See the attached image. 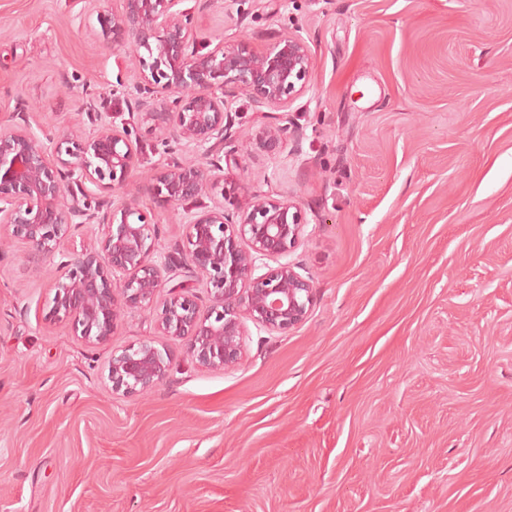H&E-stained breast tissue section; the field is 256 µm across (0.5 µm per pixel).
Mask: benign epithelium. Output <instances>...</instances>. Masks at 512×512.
Instances as JSON below:
<instances>
[{
    "label": "benign epithelium",
    "mask_w": 512,
    "mask_h": 512,
    "mask_svg": "<svg viewBox=\"0 0 512 512\" xmlns=\"http://www.w3.org/2000/svg\"><path fill=\"white\" fill-rule=\"evenodd\" d=\"M182 2L122 0L118 10H92L90 31L104 49L132 51L134 108L144 132L171 154L144 177L141 190L164 208L204 195L214 200L184 211V241L154 258L157 224L136 199L120 195L144 167L139 140L100 114L91 134L72 126L41 136L26 122H0V224L33 266L62 270L49 313L85 342L107 343L127 309L153 310L160 333L183 341L195 363L226 370L242 358L244 320L284 331L304 322L313 304V280L288 261L307 224L300 205L224 175V168L240 167L247 151L233 131L237 95H247L259 112H286L313 89V58L305 40L290 33L262 50L222 39L208 49ZM303 137L288 118L273 116L252 140L275 154ZM86 183L102 195L94 206L72 192ZM86 224L105 226L103 237L60 252L71 231ZM264 259L277 266L255 274ZM174 264L186 266L193 280L170 287L160 304L164 272ZM198 286L210 296L204 309L193 292ZM170 368L166 350L143 342L112 353L107 380L116 393L142 395Z\"/></svg>",
    "instance_id": "7a95c632"
}]
</instances>
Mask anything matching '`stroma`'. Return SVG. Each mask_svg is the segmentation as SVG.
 <instances>
[{
  "mask_svg": "<svg viewBox=\"0 0 512 512\" xmlns=\"http://www.w3.org/2000/svg\"><path fill=\"white\" fill-rule=\"evenodd\" d=\"M86 0H0V119L61 131L128 115L125 50ZM198 36L301 35V151L234 180L289 193L308 318L248 325L210 370L125 311L92 345L48 316L53 274L0 257V512H512V0H184ZM140 206L158 251L181 209ZM167 350L147 396L114 394L113 351Z\"/></svg>",
  "mask_w": 512,
  "mask_h": 512,
  "instance_id": "1",
  "label": "stroma"
}]
</instances>
